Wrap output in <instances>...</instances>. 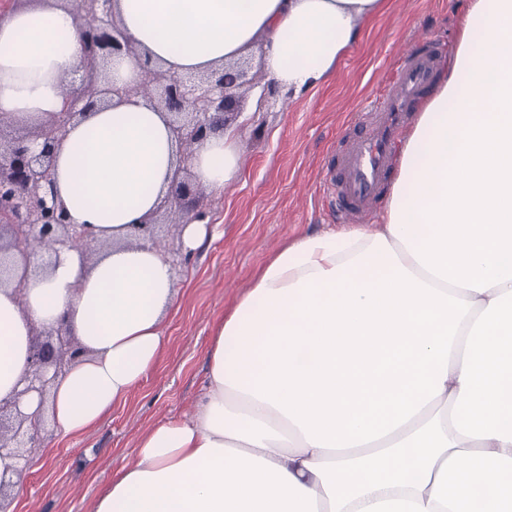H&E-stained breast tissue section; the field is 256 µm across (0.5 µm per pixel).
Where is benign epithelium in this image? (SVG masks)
<instances>
[{"label":"benign epithelium","instance_id":"benign-epithelium-1","mask_svg":"<svg viewBox=\"0 0 512 512\" xmlns=\"http://www.w3.org/2000/svg\"><path fill=\"white\" fill-rule=\"evenodd\" d=\"M112 2L75 0V17L88 63L80 87L65 88L64 108L40 124L36 133L0 142V234L9 238L6 245L0 242V251L8 246L28 256L44 257L61 245L83 249L91 243L85 225L69 222L53 178L55 147L66 139L71 122L84 113L110 102L115 95L146 96L171 115L172 133L183 154L189 157L196 145L238 116L246 92L256 85L244 61L226 64L198 78L146 65L134 83L118 86L109 81L103 70L108 57L138 54L112 11ZM90 14L95 18L94 27L87 25ZM194 198L196 190L180 167L174 173L171 194L161 207L173 204L178 213L199 218L201 214L192 205ZM156 224L157 217H150L139 225V230L144 240L166 254L169 243L158 234ZM75 353L73 339L65 331L36 335L27 390L44 394L49 370L60 371L63 362ZM2 417L10 423L0 421V451L15 446L28 455L35 454L42 446L41 429L35 424L25 428L28 416L19 410L18 400L0 401Z\"/></svg>","mask_w":512,"mask_h":512}]
</instances>
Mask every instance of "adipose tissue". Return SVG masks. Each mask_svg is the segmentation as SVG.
I'll use <instances>...</instances> for the list:
<instances>
[{
    "label": "adipose tissue",
    "instance_id": "obj_1",
    "mask_svg": "<svg viewBox=\"0 0 512 512\" xmlns=\"http://www.w3.org/2000/svg\"><path fill=\"white\" fill-rule=\"evenodd\" d=\"M386 0H116L144 63L186 76L255 55L298 97L327 83ZM73 0L0 19V117L37 124L87 66ZM180 153L140 95L76 120L54 179L95 256L0 255V400L66 435L126 403L166 349L178 288L136 228ZM221 191L240 175L235 129L190 160ZM79 352L29 391L37 331ZM190 417L146 431L92 512H512V0H470L451 68L404 140L373 230L278 249L216 326Z\"/></svg>",
    "mask_w": 512,
    "mask_h": 512
}]
</instances>
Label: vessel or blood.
<instances>
[{
	"label": "vessel or blood",
	"instance_id": "b4317fda",
	"mask_svg": "<svg viewBox=\"0 0 512 512\" xmlns=\"http://www.w3.org/2000/svg\"><path fill=\"white\" fill-rule=\"evenodd\" d=\"M441 72L439 47L421 40L400 56L385 96L371 100L357 114L358 131L339 145V173L327 184L348 222L362 221L382 199L396 164L397 143Z\"/></svg>",
	"mask_w": 512,
	"mask_h": 512
}]
</instances>
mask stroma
I'll list each match as a JSON object with an SVG mask.
<instances>
[{"label": "stroma", "mask_w": 512, "mask_h": 512, "mask_svg": "<svg viewBox=\"0 0 512 512\" xmlns=\"http://www.w3.org/2000/svg\"><path fill=\"white\" fill-rule=\"evenodd\" d=\"M469 0H388L334 76L297 99L277 96L241 124L243 174L197 208L220 234L185 253L179 229L166 224L180 290L164 322L166 350L156 368L91 432L63 436L45 426L49 457L34 459L13 512H92L115 471L135 460L141 435L190 413L207 384L205 349L215 325L246 291L261 265L289 239L341 229L324 198L336 170V145L366 98L383 94L404 49L427 32L440 45L457 42Z\"/></svg>", "instance_id": "stroma-1"}]
</instances>
